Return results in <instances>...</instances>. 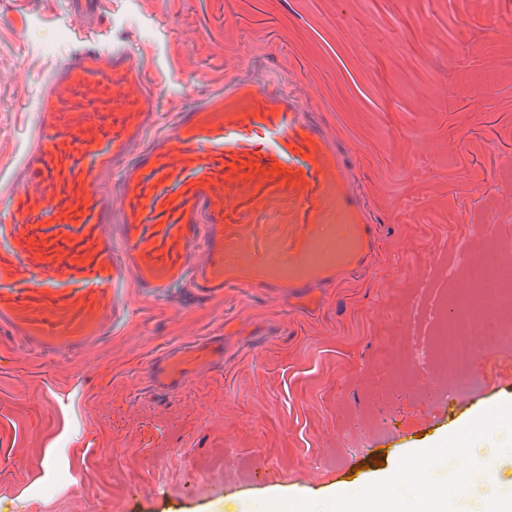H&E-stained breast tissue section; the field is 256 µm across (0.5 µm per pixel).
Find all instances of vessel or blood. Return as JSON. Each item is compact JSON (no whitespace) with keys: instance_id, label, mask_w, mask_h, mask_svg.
<instances>
[{"instance_id":"b4317fda","label":"vessel or blood","mask_w":512,"mask_h":512,"mask_svg":"<svg viewBox=\"0 0 512 512\" xmlns=\"http://www.w3.org/2000/svg\"><path fill=\"white\" fill-rule=\"evenodd\" d=\"M143 61L87 38L52 69L30 148L0 189V335L76 355L112 326L123 281L186 282L192 310L235 288L307 304L370 263L382 239L353 185L356 154L278 86L232 80L184 105L153 142L158 91ZM224 368L211 337L153 360L170 400Z\"/></svg>"}]
</instances>
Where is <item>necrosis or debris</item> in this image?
Masks as SVG:
<instances>
[{"label":"necrosis or debris","instance_id":"necrosis-or-debris-1","mask_svg":"<svg viewBox=\"0 0 512 512\" xmlns=\"http://www.w3.org/2000/svg\"><path fill=\"white\" fill-rule=\"evenodd\" d=\"M488 244L496 256L494 263L472 270L465 291L453 296V317H440L434 333L436 364L452 388L461 393L481 385L472 330L492 319L512 321V242L494 237Z\"/></svg>","mask_w":512,"mask_h":512}]
</instances>
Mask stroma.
<instances>
[{
	"label": "stroma",
	"mask_w": 512,
	"mask_h": 512,
	"mask_svg": "<svg viewBox=\"0 0 512 512\" xmlns=\"http://www.w3.org/2000/svg\"><path fill=\"white\" fill-rule=\"evenodd\" d=\"M512 0H30L0 12V179L29 146L45 73L93 35L146 60L161 112L232 79L316 94L356 149L375 223L373 269L314 318L271 316L230 290L185 313L130 285L112 331L79 358L0 342V512H283L395 471L401 457L512 403V356L480 391L434 405L436 309L489 234L512 227ZM224 339V369L159 400L164 350ZM56 466L45 472L42 459Z\"/></svg>",
	"instance_id": "1"
}]
</instances>
